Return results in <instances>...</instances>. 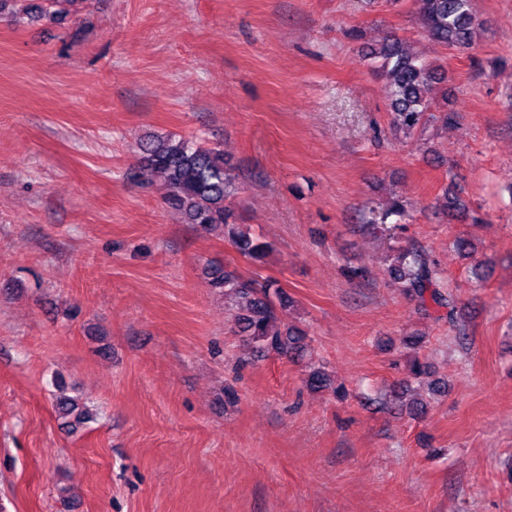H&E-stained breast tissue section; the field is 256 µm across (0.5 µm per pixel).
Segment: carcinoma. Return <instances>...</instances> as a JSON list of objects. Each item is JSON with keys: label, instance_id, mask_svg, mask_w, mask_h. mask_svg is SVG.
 I'll use <instances>...</instances> for the list:
<instances>
[{"label": "carcinoma", "instance_id": "cac0c4a2", "mask_svg": "<svg viewBox=\"0 0 512 512\" xmlns=\"http://www.w3.org/2000/svg\"><path fill=\"white\" fill-rule=\"evenodd\" d=\"M75 0H41L31 5L35 17L62 23ZM416 11L426 36L459 52L472 49L477 37V22L472 0H414ZM380 60L381 75L389 82V110L394 126L404 136L424 130L431 121L448 123L455 112L445 109L433 114L432 87L438 79V66L414 55L405 41L391 35L386 42L369 52ZM138 177L146 183L163 179L167 188L166 201L184 215L190 224L207 230L219 228L239 254L255 261L263 260L266 245L250 235L229 205L235 194L233 168L225 162L224 153L187 139L156 135L142 143ZM407 205L400 200L390 203L380 221L369 224L383 233L404 228L402 224H386L391 216H406ZM388 273L392 284L403 293L416 297L422 304L432 303L448 309V320L456 318L455 300L440 284L439 270L420 247H399L389 255ZM209 285L233 301L234 321L247 340L263 351L286 358H295L306 350V334L295 326L283 329L278 325L277 311L286 312L291 306L288 294L273 283L256 285L234 271L220 266L210 267ZM405 391L393 396L395 407L418 415L425 409L418 399L404 398ZM56 413L69 428H77L92 418L90 410L79 399L67 395L56 401Z\"/></svg>", "mask_w": 512, "mask_h": 512}]
</instances>
